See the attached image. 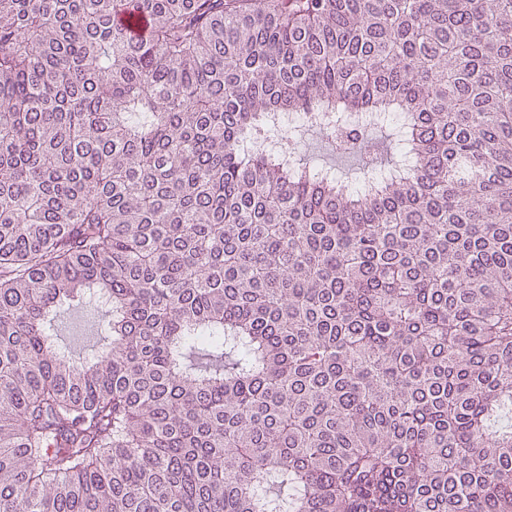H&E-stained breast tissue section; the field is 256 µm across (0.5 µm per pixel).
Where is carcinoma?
Returning a JSON list of instances; mask_svg holds the SVG:
<instances>
[{"instance_id": "carcinoma-1", "label": "carcinoma", "mask_w": 512, "mask_h": 512, "mask_svg": "<svg viewBox=\"0 0 512 512\" xmlns=\"http://www.w3.org/2000/svg\"><path fill=\"white\" fill-rule=\"evenodd\" d=\"M0 512H512V0H0ZM91 322L92 316L82 309L66 312L61 317L58 341L77 359L90 357L95 345Z\"/></svg>"}]
</instances>
